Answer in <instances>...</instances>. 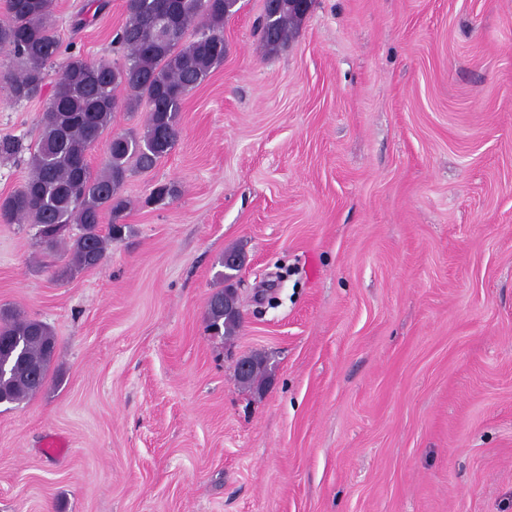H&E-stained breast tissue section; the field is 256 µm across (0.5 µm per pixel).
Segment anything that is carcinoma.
I'll list each match as a JSON object with an SVG mask.
<instances>
[{"label": "carcinoma", "instance_id": "cac0c4a2", "mask_svg": "<svg viewBox=\"0 0 512 512\" xmlns=\"http://www.w3.org/2000/svg\"><path fill=\"white\" fill-rule=\"evenodd\" d=\"M239 0H125L127 18L114 44L126 51L121 64L93 62L70 54L55 85L52 103L42 117V129L30 154V176L20 188L0 200L7 223L34 224L39 242L70 254L69 270L92 269L101 264L108 242L122 238L121 223L128 202L121 190L134 169L152 170L175 148L181 112L190 91L202 84L224 61V22L237 11ZM280 0L273 14L263 17L261 40L277 52L295 34L305 14ZM170 5L168 32H154L161 6ZM52 0H4L7 20L0 23V51L18 63L7 77L14 102L38 96L47 66L61 54L52 20ZM206 28L197 39L185 42L186 30ZM147 106L146 131L141 136L120 133L111 138L104 169L93 173L88 151L112 125L115 113ZM112 223L102 233V217ZM79 233L66 237L71 225ZM242 314L224 307V289L207 302V328L224 339L234 338ZM56 336L44 322L17 311H0V403H21L46 385L56 351ZM256 361L248 388L267 377V359Z\"/></svg>", "mask_w": 512, "mask_h": 512}]
</instances>
